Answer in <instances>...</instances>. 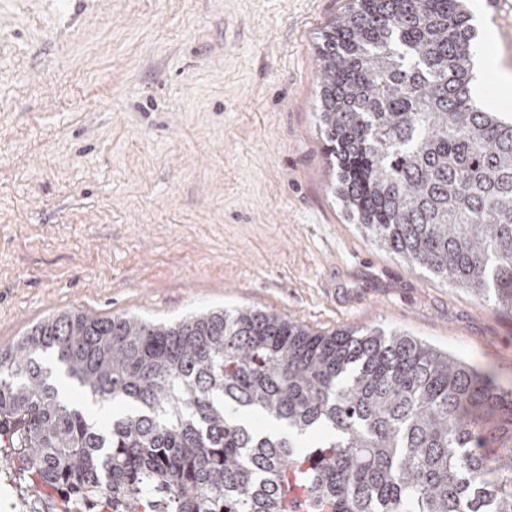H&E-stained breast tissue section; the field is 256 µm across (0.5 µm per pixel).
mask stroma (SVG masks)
I'll list each match as a JSON object with an SVG mask.
<instances>
[{"mask_svg": "<svg viewBox=\"0 0 512 512\" xmlns=\"http://www.w3.org/2000/svg\"><path fill=\"white\" fill-rule=\"evenodd\" d=\"M350 0H0V350L79 310L397 329L512 384V311L349 223L316 115ZM512 74V0H470Z\"/></svg>", "mask_w": 512, "mask_h": 512, "instance_id": "35a3bbf8", "label": "stroma"}]
</instances>
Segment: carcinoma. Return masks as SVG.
Here are the masks:
<instances>
[{
    "label": "carcinoma",
    "mask_w": 512,
    "mask_h": 512,
    "mask_svg": "<svg viewBox=\"0 0 512 512\" xmlns=\"http://www.w3.org/2000/svg\"><path fill=\"white\" fill-rule=\"evenodd\" d=\"M471 21L466 0H350L320 36L318 121L348 219L512 310V118L473 99ZM47 357L121 411L99 426ZM3 435L37 489L118 512H512V386L399 330L53 314L0 351Z\"/></svg>",
    "instance_id": "carcinoma-1"
}]
</instances>
